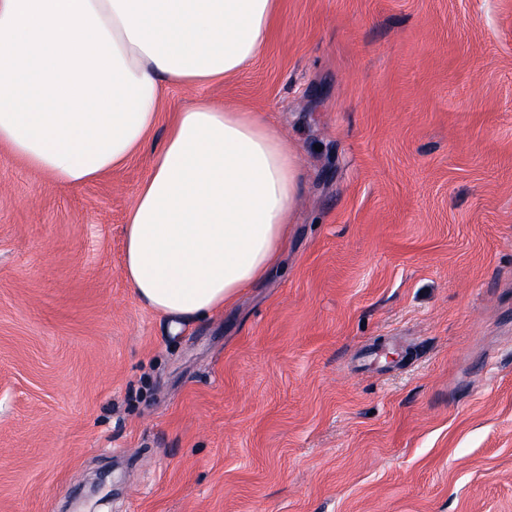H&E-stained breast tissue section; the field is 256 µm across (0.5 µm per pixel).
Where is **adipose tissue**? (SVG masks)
Listing matches in <instances>:
<instances>
[{"instance_id": "1", "label": "adipose tissue", "mask_w": 512, "mask_h": 512, "mask_svg": "<svg viewBox=\"0 0 512 512\" xmlns=\"http://www.w3.org/2000/svg\"><path fill=\"white\" fill-rule=\"evenodd\" d=\"M277 0H0V145L75 187L142 149L169 86L239 75ZM300 194L299 149L255 113L176 112L124 231L122 274L172 330L275 265Z\"/></svg>"}]
</instances>
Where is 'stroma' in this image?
I'll return each instance as SVG.
<instances>
[{"instance_id":"stroma-1","label":"stroma","mask_w":512,"mask_h":512,"mask_svg":"<svg viewBox=\"0 0 512 512\" xmlns=\"http://www.w3.org/2000/svg\"><path fill=\"white\" fill-rule=\"evenodd\" d=\"M303 155L268 276L171 332L121 267L172 112ZM0 512H512V0H279L63 188L0 145Z\"/></svg>"}]
</instances>
